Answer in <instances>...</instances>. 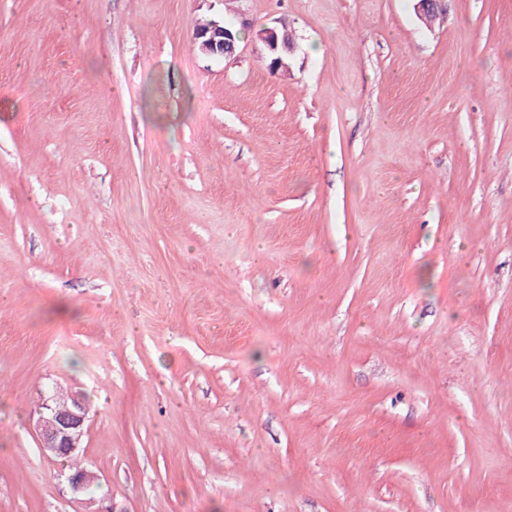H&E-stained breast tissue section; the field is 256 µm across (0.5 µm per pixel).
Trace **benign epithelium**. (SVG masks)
Segmentation results:
<instances>
[{
	"label": "benign epithelium",
	"instance_id": "7a95c632",
	"mask_svg": "<svg viewBox=\"0 0 512 512\" xmlns=\"http://www.w3.org/2000/svg\"><path fill=\"white\" fill-rule=\"evenodd\" d=\"M259 37L267 49L270 67L287 68L285 58L295 50V44L280 41L274 28L263 30ZM192 38L199 52L207 57L227 59L239 49L235 28L221 18L205 29L194 30ZM56 400L55 394L44 399L34 430L42 454L64 458L84 451L87 409L78 397L71 398V403L63 407L57 406Z\"/></svg>",
	"mask_w": 512,
	"mask_h": 512
}]
</instances>
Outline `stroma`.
Instances as JSON below:
<instances>
[{
  "instance_id": "obj_1",
  "label": "stroma",
  "mask_w": 512,
  "mask_h": 512,
  "mask_svg": "<svg viewBox=\"0 0 512 512\" xmlns=\"http://www.w3.org/2000/svg\"><path fill=\"white\" fill-rule=\"evenodd\" d=\"M414 5L0 0V512H512V0ZM207 21V20H206ZM199 26L206 29H195L192 35L193 42L199 52L212 58L234 57L239 49L235 28L226 24L224 18H218L209 26L210 20ZM280 36L281 39L290 43L281 42L278 32L274 28H267L259 34L270 58V68H277V70L284 68L287 70L285 58L295 50L296 46L291 42L289 34L283 32L280 33ZM57 393L48 396L38 411L34 430L42 454L57 458L68 457L84 451L83 438L86 433L87 409L78 397L68 399Z\"/></svg>"
}]
</instances>
